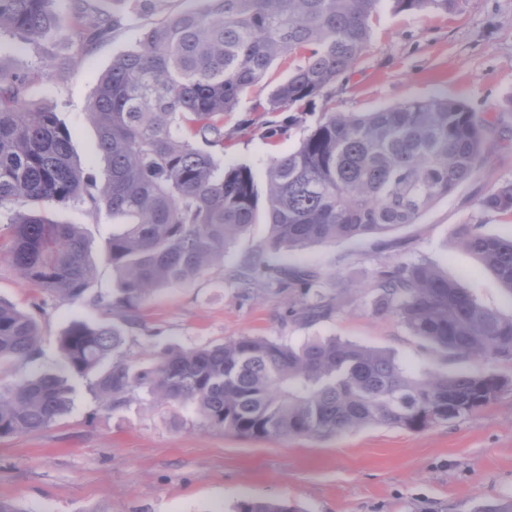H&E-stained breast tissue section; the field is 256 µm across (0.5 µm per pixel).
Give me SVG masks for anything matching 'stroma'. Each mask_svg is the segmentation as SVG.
Listing matches in <instances>:
<instances>
[{
  "label": "stroma",
  "instance_id": "1",
  "mask_svg": "<svg viewBox=\"0 0 512 512\" xmlns=\"http://www.w3.org/2000/svg\"><path fill=\"white\" fill-rule=\"evenodd\" d=\"M91 0L120 23L110 38L78 51L63 34L38 45L0 33V62L27 78L30 107L53 109L72 133L74 155L97 181L106 178L97 152V130L87 104L99 74L113 58L135 47L141 26L163 21L187 0ZM57 66L45 70L43 51ZM339 112H370L410 98L444 95L464 103L490 123L493 152L487 163L414 224L382 235L315 245L278 254L277 263L371 288L379 262L428 258L483 307L512 315V295L457 243L460 225L512 237V214L484 211L479 199L512 181V0H464L448 12L383 10L372 25L369 48L355 71L330 91ZM254 92L224 116L231 140L225 165L245 164L263 175L272 158L295 149L321 115L314 101L297 113L288 132L269 139L262 123L244 128ZM54 220L81 225L97 262L96 287L112 285L102 249L112 233L111 215L77 203L51 207ZM270 227L251 225L226 251L224 264L185 284L153 293L141 306L125 350L148 364L150 354L219 344L238 336H264L291 344L338 336L387 350L413 373L455 372L460 361L443 358L395 318L374 317L365 302L331 318L303 325L288 310L295 297L262 287L243 296L226 270L266 246ZM0 299L35 314L39 324L37 368L52 369L58 338L75 321H109L102 309L44 299L25 284L0 252ZM506 381L497 399L474 415L423 431L384 424L327 438L260 440L200 423L192 411L145 392L124 407L104 409L85 379L69 378L73 405L54 425L0 439V500L20 512H237L240 502L274 500L300 512H474L477 505L512 497V362L488 365Z\"/></svg>",
  "mask_w": 512,
  "mask_h": 512
}]
</instances>
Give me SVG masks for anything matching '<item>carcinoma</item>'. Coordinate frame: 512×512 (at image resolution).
I'll return each instance as SVG.
<instances>
[{
    "label": "carcinoma",
    "mask_w": 512,
    "mask_h": 512,
    "mask_svg": "<svg viewBox=\"0 0 512 512\" xmlns=\"http://www.w3.org/2000/svg\"><path fill=\"white\" fill-rule=\"evenodd\" d=\"M396 11L453 10L462 0H189L141 29L137 45L97 80L87 112L107 166L100 184L74 160L72 134L51 109H32L25 77L0 63V212L10 210L9 256L20 276L59 302L101 308L129 327L155 291L224 265V252L259 210L246 165L224 167V113L261 86L273 63L288 77L252 111L298 112L326 99L360 63L385 2ZM68 37L84 48L112 33V15L71 0ZM56 0H0V32L29 43L62 28ZM489 122L446 96L409 99L373 112L327 111L294 150L265 172L271 226L260 248L228 270L245 295L261 284L299 291L290 316L331 317L360 291L318 287L306 269L276 265L267 250L331 244L414 224L491 151ZM105 210L120 230L106 242L112 286L97 269L82 227L48 206ZM512 213V181L479 200ZM458 243L512 294V239L462 225ZM372 312L396 317L435 351L471 364L455 373L410 374L386 350L329 336L293 345L259 336L168 351L150 365L129 359L124 330L76 321L59 336V371L0 384V437L45 429L71 407L64 374L89 381L108 410L138 390L195 413L210 427L254 439L325 438L374 424L411 431L470 416L505 387L476 364L512 361V316L481 306L422 257L375 271ZM35 316L0 301V374L39 357ZM239 512H297L248 501Z\"/></svg>",
    "instance_id": "obj_1"
}]
</instances>
